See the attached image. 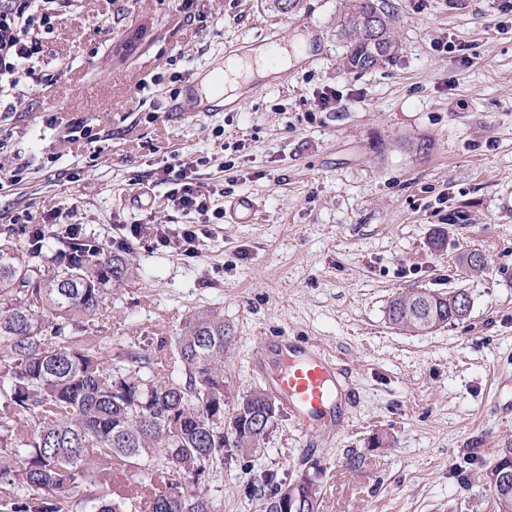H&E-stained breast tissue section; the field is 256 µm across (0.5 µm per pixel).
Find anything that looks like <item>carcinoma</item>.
Here are the masks:
<instances>
[{
    "instance_id": "obj_1",
    "label": "carcinoma",
    "mask_w": 512,
    "mask_h": 512,
    "mask_svg": "<svg viewBox=\"0 0 512 512\" xmlns=\"http://www.w3.org/2000/svg\"><path fill=\"white\" fill-rule=\"evenodd\" d=\"M336 38L343 66L374 70L399 48L392 16L377 0H343ZM92 238L61 233L37 245L6 231L0 240V512H218L198 481L224 464V426L242 453L260 449L278 416L263 389L224 417V315L203 310L169 343V363L117 353L93 334L108 292L136 275ZM463 291L400 293L388 306L395 328L423 333L464 320ZM494 464L508 471L495 512H512V446ZM294 481L261 473L253 490L278 512ZM299 512H320L319 487L304 485Z\"/></svg>"
}]
</instances>
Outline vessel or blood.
<instances>
[{"mask_svg": "<svg viewBox=\"0 0 512 512\" xmlns=\"http://www.w3.org/2000/svg\"><path fill=\"white\" fill-rule=\"evenodd\" d=\"M281 363L270 394L292 415L301 436L345 425L346 410L339 385L340 359L315 343L289 336L265 339L253 358L255 371Z\"/></svg>", "mask_w": 512, "mask_h": 512, "instance_id": "vessel-or-blood-1", "label": "vessel or blood"}]
</instances>
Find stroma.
<instances>
[{
	"label": "stroma",
	"mask_w": 512,
	"mask_h": 512,
	"mask_svg": "<svg viewBox=\"0 0 512 512\" xmlns=\"http://www.w3.org/2000/svg\"><path fill=\"white\" fill-rule=\"evenodd\" d=\"M378 3L400 49L357 74L341 65L342 0H70L38 79L0 122V165L25 166L0 189V232L78 224L107 248L127 224L198 223L154 175L175 155L198 159L213 207L257 202L251 223L207 224L194 259L130 239L139 275L99 320L113 352L161 358L193 313L221 310L229 406L264 385L250 358L268 336L315 342L348 367L344 430L304 440L281 413L261 449H228L203 479L220 512H264L253 475L312 467L322 512H492L483 474L512 443L494 398L512 377V0ZM277 35L308 55L234 109L170 111L226 50ZM74 122L91 137L69 140ZM472 251L481 273L465 269ZM457 288L471 308L455 325L414 335L387 320L398 293Z\"/></svg>",
	"instance_id": "obj_1"
}]
</instances>
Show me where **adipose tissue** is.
I'll use <instances>...</instances> for the list:
<instances>
[{
    "mask_svg": "<svg viewBox=\"0 0 512 512\" xmlns=\"http://www.w3.org/2000/svg\"><path fill=\"white\" fill-rule=\"evenodd\" d=\"M288 55L273 53L271 47L260 46L242 55L232 54L225 58L217 71L224 78L220 99L230 103L240 99L244 88L256 78H264L288 69Z\"/></svg>",
    "mask_w": 512,
    "mask_h": 512,
    "instance_id": "1",
    "label": "adipose tissue"
}]
</instances>
